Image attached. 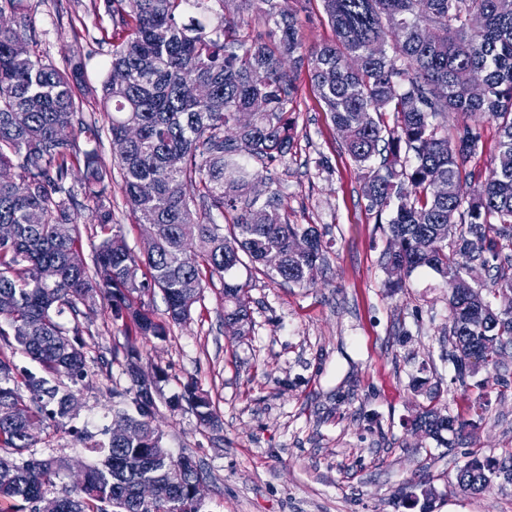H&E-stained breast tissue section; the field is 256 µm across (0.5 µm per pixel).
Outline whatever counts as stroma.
Instances as JSON below:
<instances>
[{
    "label": "stroma",
    "instance_id": "1",
    "mask_svg": "<svg viewBox=\"0 0 512 512\" xmlns=\"http://www.w3.org/2000/svg\"><path fill=\"white\" fill-rule=\"evenodd\" d=\"M44 61L66 66L81 55L87 84L99 89L109 45L97 40L102 20L88 0H29ZM292 118L295 140L285 162L257 186L276 195L290 223L315 225L325 263L314 286H281L250 278L251 326H224L220 281L208 283L192 317L170 324L160 291L141 302L167 333L137 339V365L157 379L153 425L163 447L192 454L201 469L200 512H419L408 497L430 482L433 512H512V480L498 475L492 491L455 489L472 457H512V346L494 365L457 382L448 358V292L422 269L391 292L385 281L387 238L362 195L363 173L345 151L308 69ZM476 126L483 151L463 171L470 197L497 153L498 125L487 116L452 112L449 131ZM88 376L63 379L78 399L72 419L38 434L22 461L57 456L70 467L49 495L76 491L82 467L99 464L91 445L108 441L115 410L130 406L128 337L104 301L80 316ZM207 393L221 419L210 430L189 405L169 407L187 384ZM486 404L474 411L475 401ZM447 406L470 423L463 443L445 447L414 432L415 412Z\"/></svg>",
    "mask_w": 512,
    "mask_h": 512
}]
</instances>
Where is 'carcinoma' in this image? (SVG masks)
Instances as JSON below:
<instances>
[{
	"label": "carcinoma",
	"mask_w": 512,
	"mask_h": 512,
	"mask_svg": "<svg viewBox=\"0 0 512 512\" xmlns=\"http://www.w3.org/2000/svg\"><path fill=\"white\" fill-rule=\"evenodd\" d=\"M256 17L273 23L252 34V19L229 22L224 0H91L107 17L99 41L111 60L98 102L108 117L110 139H127L115 159L119 189L141 224L155 238L142 256L112 227V168L97 146L102 130L83 116L86 99L81 59L60 68L39 59L32 40L28 0H0V341L37 363L20 368L0 354V501L13 512H198L193 488L200 473L189 456L173 457L152 425L155 397L141 384L132 337L165 330L134 295L159 289L168 320L190 319L206 279L222 282L224 325L237 333L250 323L248 281L239 267L279 285L306 287L321 272L324 255L317 230L288 223L278 200L259 202L248 192L260 172L285 159L293 144L298 86L293 69L307 66L319 98L330 112L345 150L362 170V194L377 223L386 225L384 270L391 288L428 268L448 289L449 343L456 375L474 374L512 344V306L488 295L512 294V266L502 241L512 242V0H321L335 38L307 46L290 0H240ZM23 41L27 51L17 54ZM483 91L471 95L470 77ZM200 84L205 99L191 93ZM264 109L251 125H237L241 112ZM392 114V123L384 121ZM450 112L487 115L498 123L494 166L467 200L461 174L483 150L482 136L466 127L454 137L441 118ZM84 138L92 148L80 149ZM82 166L83 200L68 180ZM90 216L102 238L91 263L78 253V211ZM233 213V223L220 222ZM304 236L309 250L293 242ZM276 255L272 268L268 258ZM475 264L496 270L492 287L462 281ZM51 267L52 281L42 277ZM108 301L112 318L131 337L126 348L135 413L122 409L113 421L126 424L106 445L76 494L49 497L46 487L67 466L49 457L17 463L37 429L58 428L71 418L75 395L57 384L88 375L81 330L58 320L96 299ZM39 399L22 398L16 379ZM187 403L199 422L219 429L207 396L193 388L169 400ZM440 445L465 437L468 423L431 407L411 423ZM495 464L473 458L457 474L460 491L480 494L493 486ZM156 488L151 500L139 489Z\"/></svg>",
	"instance_id": "carcinoma-1"
}]
</instances>
